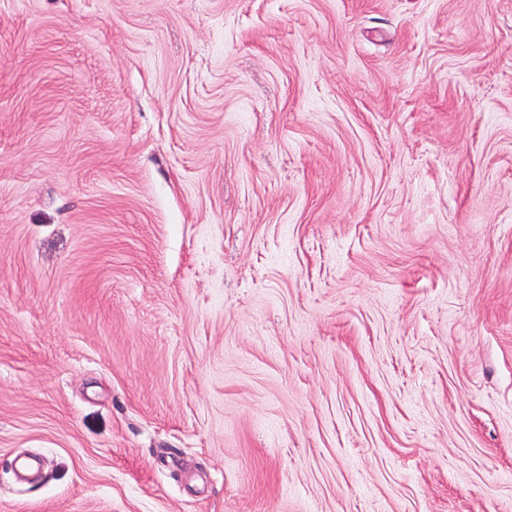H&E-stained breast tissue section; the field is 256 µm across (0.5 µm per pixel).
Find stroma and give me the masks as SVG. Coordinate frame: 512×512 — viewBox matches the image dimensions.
<instances>
[{
    "instance_id": "35a3bbf8",
    "label": "stroma",
    "mask_w": 512,
    "mask_h": 512,
    "mask_svg": "<svg viewBox=\"0 0 512 512\" xmlns=\"http://www.w3.org/2000/svg\"><path fill=\"white\" fill-rule=\"evenodd\" d=\"M0 512H512V0H0Z\"/></svg>"
}]
</instances>
